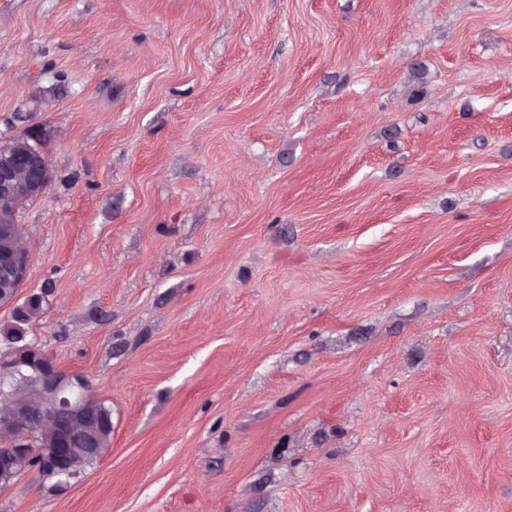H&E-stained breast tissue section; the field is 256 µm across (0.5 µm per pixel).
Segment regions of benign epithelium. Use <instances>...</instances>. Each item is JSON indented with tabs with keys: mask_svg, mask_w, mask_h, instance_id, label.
I'll use <instances>...</instances> for the list:
<instances>
[{
	"mask_svg": "<svg viewBox=\"0 0 512 512\" xmlns=\"http://www.w3.org/2000/svg\"><path fill=\"white\" fill-rule=\"evenodd\" d=\"M49 167L39 145L0 147V199L37 197ZM16 215L0 214V305L14 304L30 258L19 244ZM88 381L69 374L26 341L21 329L0 346V488L11 486L29 464L45 479H69L77 463L100 458L112 435V417L94 413Z\"/></svg>",
	"mask_w": 512,
	"mask_h": 512,
	"instance_id": "obj_1",
	"label": "benign epithelium"
}]
</instances>
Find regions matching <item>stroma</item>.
<instances>
[{
	"label": "stroma",
	"mask_w": 512,
	"mask_h": 512,
	"mask_svg": "<svg viewBox=\"0 0 512 512\" xmlns=\"http://www.w3.org/2000/svg\"><path fill=\"white\" fill-rule=\"evenodd\" d=\"M36 132L0 328L112 441L0 512H512V0H0Z\"/></svg>",
	"instance_id": "1"
}]
</instances>
